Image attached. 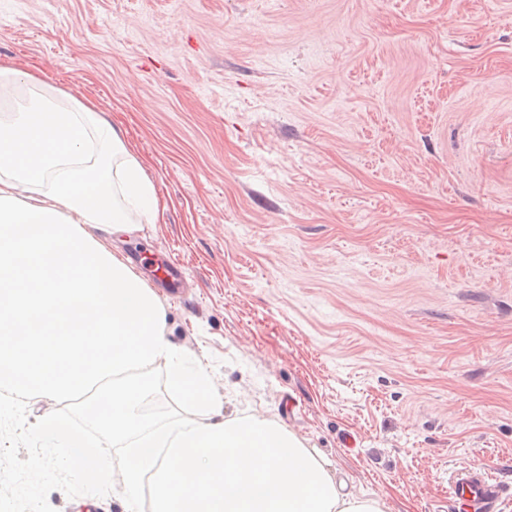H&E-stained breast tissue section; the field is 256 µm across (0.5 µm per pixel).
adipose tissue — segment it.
I'll list each match as a JSON object with an SVG mask.
<instances>
[{
	"label": "adipose tissue",
	"mask_w": 512,
	"mask_h": 512,
	"mask_svg": "<svg viewBox=\"0 0 512 512\" xmlns=\"http://www.w3.org/2000/svg\"><path fill=\"white\" fill-rule=\"evenodd\" d=\"M0 388L68 400L99 387L101 421L126 443L125 512H383L330 463L264 417H228L206 369L165 330L154 288L119 243L164 207L144 159L95 103L36 87L0 65ZM164 362L193 418L179 430L140 412L139 369Z\"/></svg>",
	"instance_id": "obj_1"
}]
</instances>
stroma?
Returning a JSON list of instances; mask_svg holds the SVG:
<instances>
[{
	"mask_svg": "<svg viewBox=\"0 0 512 512\" xmlns=\"http://www.w3.org/2000/svg\"><path fill=\"white\" fill-rule=\"evenodd\" d=\"M0 63L145 160L165 208L122 249L226 414L383 512H454L462 467L512 512V0H0Z\"/></svg>",
	"mask_w": 512,
	"mask_h": 512,
	"instance_id": "obj_1",
	"label": "stroma"
}]
</instances>
